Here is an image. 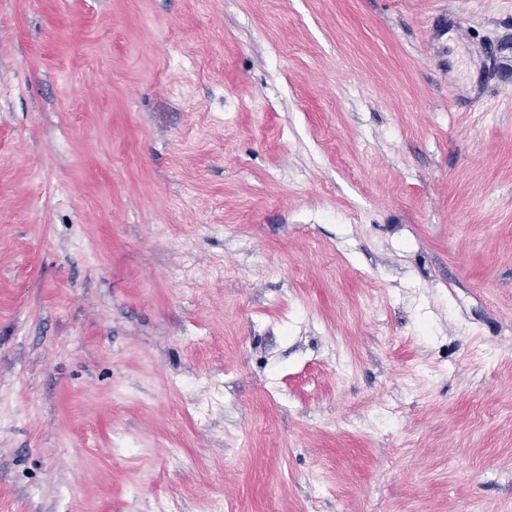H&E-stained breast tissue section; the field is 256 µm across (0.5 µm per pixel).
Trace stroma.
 <instances>
[{"label": "stroma", "mask_w": 512, "mask_h": 512, "mask_svg": "<svg viewBox=\"0 0 512 512\" xmlns=\"http://www.w3.org/2000/svg\"><path fill=\"white\" fill-rule=\"evenodd\" d=\"M512 0H0V512H512Z\"/></svg>", "instance_id": "stroma-1"}]
</instances>
